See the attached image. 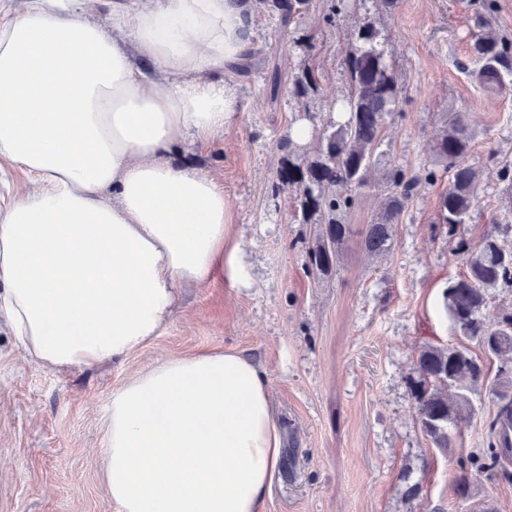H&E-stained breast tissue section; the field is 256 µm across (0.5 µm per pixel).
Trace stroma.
Wrapping results in <instances>:
<instances>
[{"label":"stroma","instance_id":"1","mask_svg":"<svg viewBox=\"0 0 512 512\" xmlns=\"http://www.w3.org/2000/svg\"><path fill=\"white\" fill-rule=\"evenodd\" d=\"M329 9L330 0H314L284 33L275 17L255 25V53L237 78L236 123L207 144L181 148L224 187L250 288L216 280L187 289L148 346L67 373L33 364L16 337L0 331V512H119L100 473L113 391L156 361L228 347L265 367L282 427L280 469L262 512H473L474 503L453 490L462 459L473 462L480 495L512 512V482L489 469L496 397L478 390L471 420L444 454L425 435L411 395L422 346L465 343L444 310L449 280L465 271L487 232L512 245V182L502 177L512 169V70L501 88H484L470 50L483 20L512 58V0H397L390 11L362 0L332 24ZM363 17L374 20L402 87L384 124L380 162L422 182L377 260L362 240L386 184L375 178L352 190L351 207L339 214L352 233L337 268L318 279L307 272V251L321 225L295 223L294 193L272 190L279 143L298 107L284 91L271 99L270 90L274 76L286 81L300 66L315 67L321 82L307 106L315 127L326 125L349 91L343 60ZM455 112L469 116L466 162L480 180L452 235L439 219L451 175L431 147Z\"/></svg>","mask_w":512,"mask_h":512}]
</instances>
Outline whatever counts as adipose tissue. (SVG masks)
Listing matches in <instances>:
<instances>
[{
	"label": "adipose tissue",
	"mask_w": 512,
	"mask_h": 512,
	"mask_svg": "<svg viewBox=\"0 0 512 512\" xmlns=\"http://www.w3.org/2000/svg\"><path fill=\"white\" fill-rule=\"evenodd\" d=\"M84 2L0 0V322L56 372L149 345L181 287L250 285L223 187L176 159L239 115L248 0ZM281 450L266 371L224 348L113 391L101 472L120 512H261Z\"/></svg>",
	"instance_id": "1"
}]
</instances>
